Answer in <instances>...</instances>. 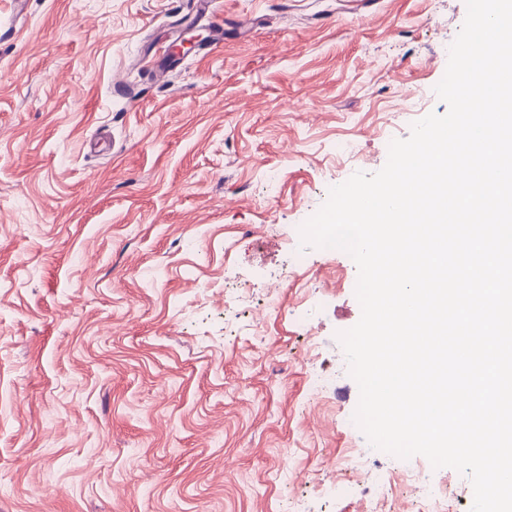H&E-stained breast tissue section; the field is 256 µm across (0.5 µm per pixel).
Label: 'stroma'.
<instances>
[{
	"label": "stroma",
	"instance_id": "1",
	"mask_svg": "<svg viewBox=\"0 0 512 512\" xmlns=\"http://www.w3.org/2000/svg\"><path fill=\"white\" fill-rule=\"evenodd\" d=\"M184 2L0 0V512H364L402 467L348 428L357 267L280 275L331 187L447 113L465 0H219L223 44L152 80Z\"/></svg>",
	"mask_w": 512,
	"mask_h": 512
}]
</instances>
